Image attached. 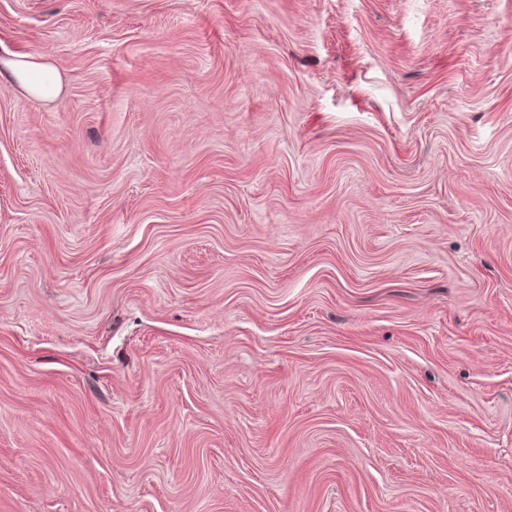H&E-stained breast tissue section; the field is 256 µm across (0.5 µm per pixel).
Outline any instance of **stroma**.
Returning <instances> with one entry per match:
<instances>
[{
    "label": "stroma",
    "instance_id": "obj_1",
    "mask_svg": "<svg viewBox=\"0 0 512 512\" xmlns=\"http://www.w3.org/2000/svg\"><path fill=\"white\" fill-rule=\"evenodd\" d=\"M0 512H512V0H0ZM1 74L10 77L30 100L54 101L63 92V75L50 54L8 53L0 57Z\"/></svg>",
    "mask_w": 512,
    "mask_h": 512
}]
</instances>
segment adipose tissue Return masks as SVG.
I'll return each mask as SVG.
<instances>
[{"label":"adipose tissue","mask_w":512,"mask_h":512,"mask_svg":"<svg viewBox=\"0 0 512 512\" xmlns=\"http://www.w3.org/2000/svg\"><path fill=\"white\" fill-rule=\"evenodd\" d=\"M10 77L30 100L53 101L64 87L61 70L46 53L15 54L0 57V75Z\"/></svg>","instance_id":"ef3b65f1"}]
</instances>
